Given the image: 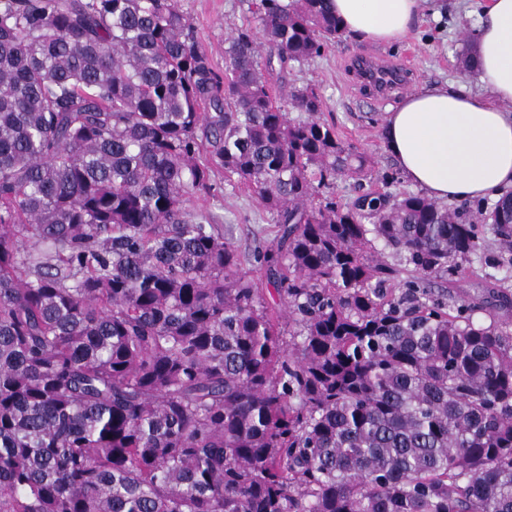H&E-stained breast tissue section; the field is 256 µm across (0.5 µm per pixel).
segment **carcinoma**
<instances>
[{"instance_id":"1","label":"carcinoma","mask_w":512,"mask_h":512,"mask_svg":"<svg viewBox=\"0 0 512 512\" xmlns=\"http://www.w3.org/2000/svg\"><path fill=\"white\" fill-rule=\"evenodd\" d=\"M328 2L250 0L269 53L241 28L222 75L180 0L0 8V512H512V328L428 289L478 225L319 197L366 161L269 91L336 43ZM215 165L273 217L250 270L184 213Z\"/></svg>"}]
</instances>
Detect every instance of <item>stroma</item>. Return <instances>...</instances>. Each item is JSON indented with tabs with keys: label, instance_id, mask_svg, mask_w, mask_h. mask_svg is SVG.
<instances>
[{
	"label": "stroma",
	"instance_id": "1",
	"mask_svg": "<svg viewBox=\"0 0 512 512\" xmlns=\"http://www.w3.org/2000/svg\"><path fill=\"white\" fill-rule=\"evenodd\" d=\"M181 5L192 22L200 48L215 70L223 71L229 35L237 28L256 24L248 10V0H181ZM476 21L471 0H445L440 15L425 12L402 45L388 47L345 35L320 56L295 65L287 75V82L315 89L322 99L320 119L334 127L345 144L367 158L368 177L363 184H355L349 178L336 179L331 191L337 201L348 200L362 188L385 189L399 195L414 191L382 143L380 126L388 105L373 100L368 89L357 84L350 56L373 53L391 61H409L413 75L407 89L411 92L439 83L471 82L475 76L463 73L460 59ZM214 180L213 196L187 202L186 211L192 216L208 215L212 223L222 226L225 237L235 242L245 261H252L254 253L273 241L272 216L244 187L226 181L220 173ZM483 233L484 248L463 262L462 273L431 280L430 288L449 300L477 305L476 320H486L493 313L512 321V277L504 278L499 267V237L489 225L484 226Z\"/></svg>",
	"mask_w": 512,
	"mask_h": 512
}]
</instances>
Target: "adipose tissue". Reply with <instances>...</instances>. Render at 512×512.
<instances>
[{"label": "adipose tissue", "mask_w": 512, "mask_h": 512, "mask_svg": "<svg viewBox=\"0 0 512 512\" xmlns=\"http://www.w3.org/2000/svg\"><path fill=\"white\" fill-rule=\"evenodd\" d=\"M343 31L398 45L426 0H330ZM470 36L481 85H435L386 113L381 133L406 178L435 201L500 199L512 190V0H478Z\"/></svg>", "instance_id": "adipose-tissue-1"}]
</instances>
